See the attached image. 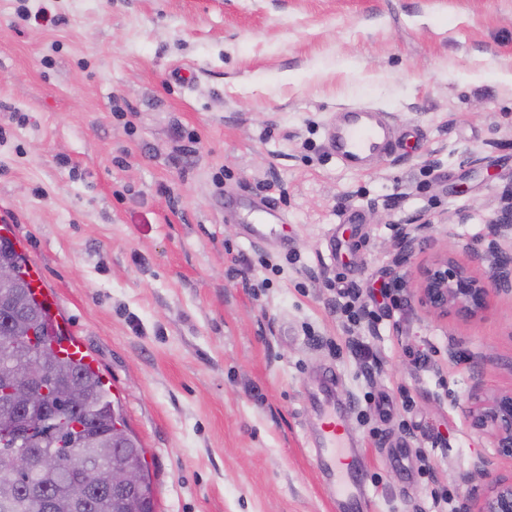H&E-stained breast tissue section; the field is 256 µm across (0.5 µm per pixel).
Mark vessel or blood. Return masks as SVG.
<instances>
[{
  "mask_svg": "<svg viewBox=\"0 0 512 512\" xmlns=\"http://www.w3.org/2000/svg\"><path fill=\"white\" fill-rule=\"evenodd\" d=\"M394 130L382 113L364 109L353 110L343 115L340 125L333 134L332 142L337 152L352 167H366L370 159L390 151L393 147ZM27 278L37 301L56 309V296L46 287L37 264H29ZM319 421L318 436L322 446L324 469L336 471L338 480L336 493L344 500L355 497L361 473L359 467L348 466L337 469L336 462L344 454L345 416L332 401L328 390H321L313 403Z\"/></svg>",
  "mask_w": 512,
  "mask_h": 512,
  "instance_id": "vessel-or-blood-1",
  "label": "vessel or blood"
}]
</instances>
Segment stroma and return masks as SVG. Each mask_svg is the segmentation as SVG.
Instances as JSON below:
<instances>
[{"label": "stroma", "instance_id": "1", "mask_svg": "<svg viewBox=\"0 0 512 512\" xmlns=\"http://www.w3.org/2000/svg\"><path fill=\"white\" fill-rule=\"evenodd\" d=\"M361 107L398 145L356 171L330 132ZM511 201L512 0H0V208L156 512H345L309 407L331 374L362 512H474L495 450L464 408L512 388V295L459 323L414 291ZM415 221L434 243L395 269Z\"/></svg>", "mask_w": 512, "mask_h": 512}]
</instances>
